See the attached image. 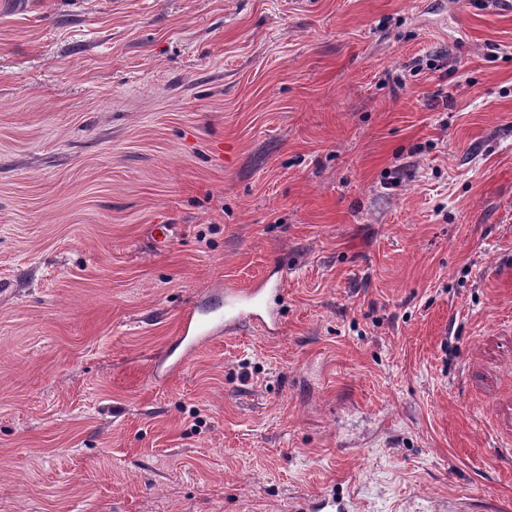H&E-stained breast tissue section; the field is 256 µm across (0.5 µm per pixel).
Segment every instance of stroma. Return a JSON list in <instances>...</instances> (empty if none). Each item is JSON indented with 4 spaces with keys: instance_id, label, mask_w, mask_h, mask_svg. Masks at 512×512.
I'll list each match as a JSON object with an SVG mask.
<instances>
[{
    "instance_id": "stroma-1",
    "label": "stroma",
    "mask_w": 512,
    "mask_h": 512,
    "mask_svg": "<svg viewBox=\"0 0 512 512\" xmlns=\"http://www.w3.org/2000/svg\"><path fill=\"white\" fill-rule=\"evenodd\" d=\"M510 448L512 8L0 0V512L512 506ZM270 290L281 292L282 280H262L251 288H225L223 295L211 294L199 300L182 315L177 337L180 351L169 353L161 362V368L165 372L181 369L189 355L224 330L265 323L264 305ZM296 512H357L358 507L351 499L336 496V493H322L299 504ZM448 507V512H503L504 504L499 499L462 497Z\"/></svg>"
}]
</instances>
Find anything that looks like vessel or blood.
Segmentation results:
<instances>
[{"label":"vessel or blood","mask_w":512,"mask_h":512,"mask_svg":"<svg viewBox=\"0 0 512 512\" xmlns=\"http://www.w3.org/2000/svg\"><path fill=\"white\" fill-rule=\"evenodd\" d=\"M282 284L269 279L249 288H228L224 293L208 295L183 314L179 327V348L162 362L164 371L181 369L189 355L212 337L244 325L265 323V299L269 291H281ZM296 512H358L356 504L333 493H322L299 504ZM448 512H504L502 501L494 498L462 497Z\"/></svg>","instance_id":"b4317fda"}]
</instances>
